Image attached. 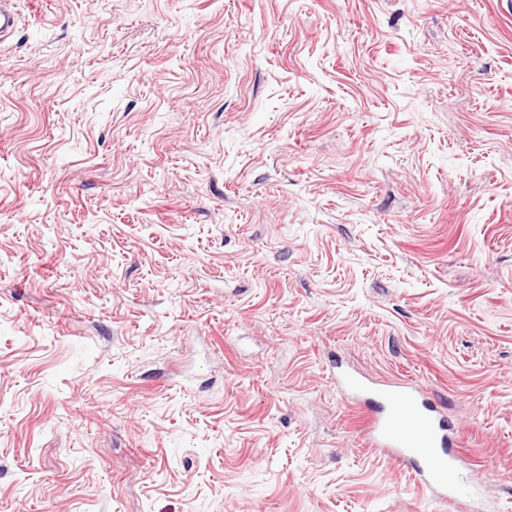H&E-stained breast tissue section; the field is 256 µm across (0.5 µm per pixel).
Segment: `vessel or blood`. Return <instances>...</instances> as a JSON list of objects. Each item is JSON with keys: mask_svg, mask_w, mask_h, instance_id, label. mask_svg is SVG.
<instances>
[{"mask_svg": "<svg viewBox=\"0 0 512 512\" xmlns=\"http://www.w3.org/2000/svg\"><path fill=\"white\" fill-rule=\"evenodd\" d=\"M336 385L365 399L371 446L386 449L394 460L411 467L436 497L478 501V490L458 481L462 459L431 403L408 386H378L349 373L337 374Z\"/></svg>", "mask_w": 512, "mask_h": 512, "instance_id": "obj_1", "label": "vessel or blood"}]
</instances>
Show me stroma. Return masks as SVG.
<instances>
[{"label":"stroma","mask_w":512,"mask_h":512,"mask_svg":"<svg viewBox=\"0 0 512 512\" xmlns=\"http://www.w3.org/2000/svg\"><path fill=\"white\" fill-rule=\"evenodd\" d=\"M17 5L0 512H457L338 361L512 512V0ZM336 386L366 400L370 446L385 448L394 460L410 466L440 499L456 503L479 500L477 489L458 482L462 459L451 448L448 429L431 403L406 385L378 386L349 373L336 374Z\"/></svg>","instance_id":"35a3bbf8"}]
</instances>
